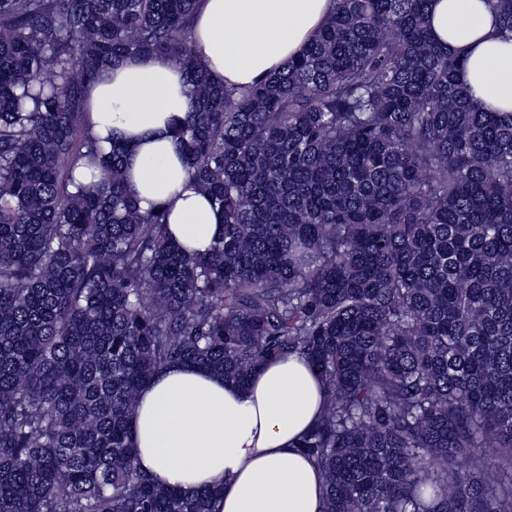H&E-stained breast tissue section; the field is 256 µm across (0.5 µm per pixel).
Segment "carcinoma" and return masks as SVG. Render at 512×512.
I'll list each match as a JSON object with an SVG mask.
<instances>
[{
	"label": "carcinoma",
	"mask_w": 512,
	"mask_h": 512,
	"mask_svg": "<svg viewBox=\"0 0 512 512\" xmlns=\"http://www.w3.org/2000/svg\"><path fill=\"white\" fill-rule=\"evenodd\" d=\"M198 2L0 0V512H214L137 467L140 390L292 353L325 384L301 444L323 512H512V112L459 81L430 0H334L241 90L187 48ZM132 54L186 73L183 161L224 214L205 254L90 132Z\"/></svg>",
	"instance_id": "carcinoma-1"
}]
</instances>
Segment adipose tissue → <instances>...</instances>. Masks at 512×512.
<instances>
[{"mask_svg": "<svg viewBox=\"0 0 512 512\" xmlns=\"http://www.w3.org/2000/svg\"><path fill=\"white\" fill-rule=\"evenodd\" d=\"M332 0H200L191 33L215 81L245 89L300 55ZM427 28L464 62L461 80L493 112H512V37L486 0H431ZM92 133L127 145L125 184L141 207L162 206L183 247L206 252L224 218L184 166L176 127L193 108L171 59L131 55L90 87ZM322 378L300 354L260 365L246 386L198 365L161 369L131 420L140 469L192 493L217 488L216 512H322L325 483L301 448L323 405Z\"/></svg>", "mask_w": 512, "mask_h": 512, "instance_id": "ef3b65f1", "label": "adipose tissue"}]
</instances>
